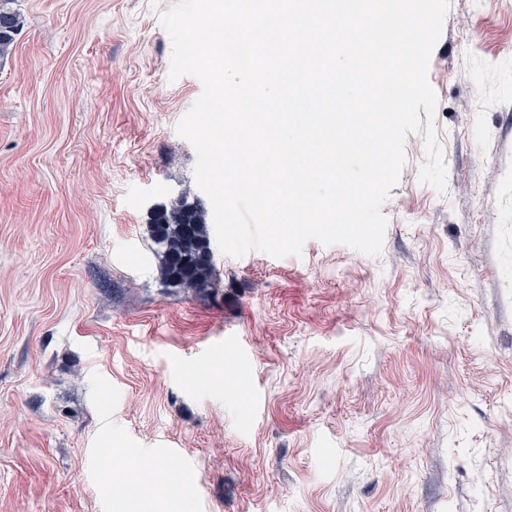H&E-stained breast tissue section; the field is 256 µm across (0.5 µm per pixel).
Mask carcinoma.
Listing matches in <instances>:
<instances>
[{
	"mask_svg": "<svg viewBox=\"0 0 512 512\" xmlns=\"http://www.w3.org/2000/svg\"><path fill=\"white\" fill-rule=\"evenodd\" d=\"M14 0H0V59L9 55L20 26ZM150 231L160 256V275L170 286L198 291L213 290L220 274L213 262L204 207L199 201L180 197L159 206Z\"/></svg>",
	"mask_w": 512,
	"mask_h": 512,
	"instance_id": "obj_1",
	"label": "carcinoma"
}]
</instances>
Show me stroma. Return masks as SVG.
Returning <instances> with one entry per match:
<instances>
[{"mask_svg": "<svg viewBox=\"0 0 512 512\" xmlns=\"http://www.w3.org/2000/svg\"><path fill=\"white\" fill-rule=\"evenodd\" d=\"M177 0H15L0 60V512H512V0H449L380 255L214 251L164 286L153 210L201 198ZM237 378L247 389L228 387ZM120 447V461L106 451ZM15 0H0V59L9 55L20 26V14L12 7Z\"/></svg>", "mask_w": 512, "mask_h": 512, "instance_id": "1", "label": "stroma"}]
</instances>
